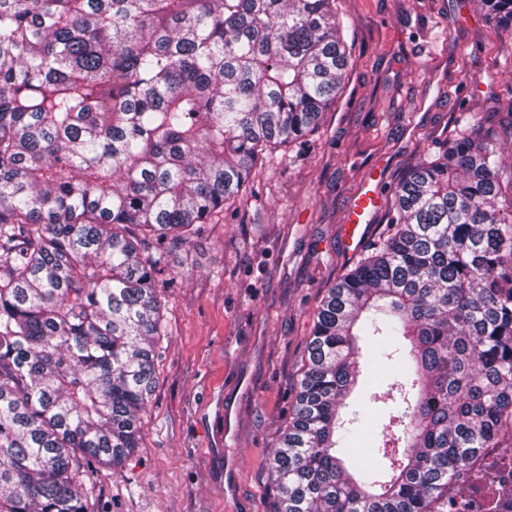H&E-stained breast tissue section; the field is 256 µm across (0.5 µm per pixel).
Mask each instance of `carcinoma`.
<instances>
[{
  "label": "carcinoma",
  "mask_w": 512,
  "mask_h": 512,
  "mask_svg": "<svg viewBox=\"0 0 512 512\" xmlns=\"http://www.w3.org/2000/svg\"><path fill=\"white\" fill-rule=\"evenodd\" d=\"M512 34V0H476ZM336 0H0V512H87L138 447L165 247L308 140L352 61ZM460 115L397 182L376 246L315 314L268 471L273 512H447L512 419V198ZM153 241V250L146 242ZM403 411L336 455L361 337Z\"/></svg>",
  "instance_id": "obj_1"
}]
</instances>
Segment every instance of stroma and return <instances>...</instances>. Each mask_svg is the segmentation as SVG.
<instances>
[{
    "label": "stroma",
    "mask_w": 512,
    "mask_h": 512,
    "mask_svg": "<svg viewBox=\"0 0 512 512\" xmlns=\"http://www.w3.org/2000/svg\"><path fill=\"white\" fill-rule=\"evenodd\" d=\"M352 65L335 105L288 162L252 177L234 206L170 250L156 275L167 334L139 446L119 469L91 465L88 512H270L266 463L287 424L313 314L355 263L340 224L363 179L385 191L469 111L500 128L512 107V37L473 0H340ZM343 410L364 436L392 400L391 367L361 360Z\"/></svg>",
    "instance_id": "1"
}]
</instances>
